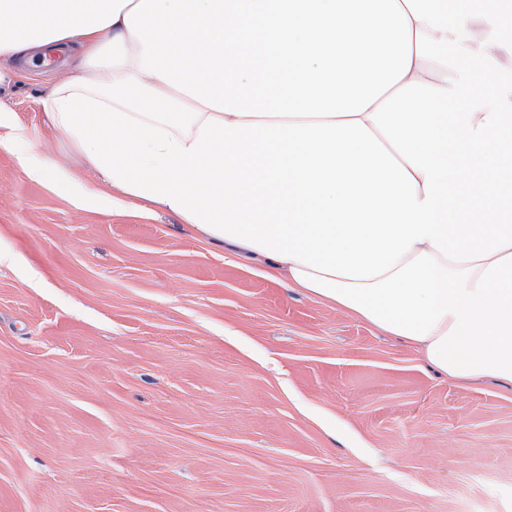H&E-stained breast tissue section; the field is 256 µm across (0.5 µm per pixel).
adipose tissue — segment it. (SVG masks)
I'll return each mask as SVG.
<instances>
[{
	"mask_svg": "<svg viewBox=\"0 0 512 512\" xmlns=\"http://www.w3.org/2000/svg\"><path fill=\"white\" fill-rule=\"evenodd\" d=\"M362 2L0 0V58L78 47L38 101L97 175L75 207L170 211L442 375L512 384V96L453 112L431 56L467 42L493 63L503 42L474 41L447 0H388L381 29ZM380 40L396 64L379 83ZM340 52L374 89L313 101L344 85Z\"/></svg>",
	"mask_w": 512,
	"mask_h": 512,
	"instance_id": "adipose-tissue-1",
	"label": "adipose tissue"
}]
</instances>
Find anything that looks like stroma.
<instances>
[{"mask_svg": "<svg viewBox=\"0 0 512 512\" xmlns=\"http://www.w3.org/2000/svg\"><path fill=\"white\" fill-rule=\"evenodd\" d=\"M512 38V0H456ZM458 109L495 111L451 44ZM0 512H512V387L252 274L179 217L70 199L92 173L37 106L61 74L0 60ZM76 176L31 180L15 153Z\"/></svg>", "mask_w": 512, "mask_h": 512, "instance_id": "35a3bbf8", "label": "stroma"}]
</instances>
